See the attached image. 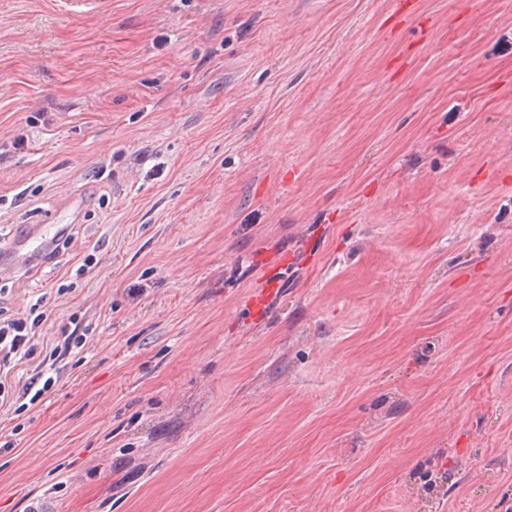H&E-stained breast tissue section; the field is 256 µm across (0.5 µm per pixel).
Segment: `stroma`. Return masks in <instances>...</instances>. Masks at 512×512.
<instances>
[{
  "mask_svg": "<svg viewBox=\"0 0 512 512\" xmlns=\"http://www.w3.org/2000/svg\"><path fill=\"white\" fill-rule=\"evenodd\" d=\"M413 3L0 0V512H512V0ZM43 224L36 225L30 229L28 234L24 236L22 239L18 240V251L19 253L15 257V261L9 268H6V270H9L14 277H19L24 271V267L26 264H28L30 261L29 259L32 258V256L29 255V253L34 251H40L43 253L45 250H47L50 245L53 243L54 239L56 238L61 224H55V228L53 232H48L44 230ZM38 244L33 248L32 251H29L25 254H20V251L23 250L26 246L29 245V243H36ZM294 262L295 257L292 254H288L282 257L275 267L268 271L265 278V288H262L252 299V313L256 319L261 318L265 314L269 298L280 289V270L291 266ZM50 293H39L36 302L22 313L7 314L0 306V408L14 407V411L34 405L55 384L53 377H48L41 387L37 388L45 373L43 368L52 361L50 368L59 358L70 354L73 350H83L86 346L88 329L82 326L81 315L74 313L68 324L59 328L55 337L56 344L47 351L40 339L48 321L45 310ZM45 352V354H43ZM42 357V359H40ZM40 359L36 367L35 377L17 390L13 384L14 373L19 365ZM28 399V403L24 402ZM18 405V406H16Z\"/></svg>",
  "mask_w": 512,
  "mask_h": 512,
  "instance_id": "stroma-1",
  "label": "stroma"
}]
</instances>
